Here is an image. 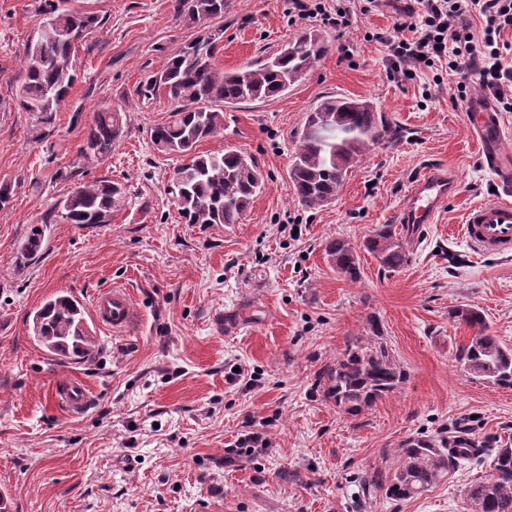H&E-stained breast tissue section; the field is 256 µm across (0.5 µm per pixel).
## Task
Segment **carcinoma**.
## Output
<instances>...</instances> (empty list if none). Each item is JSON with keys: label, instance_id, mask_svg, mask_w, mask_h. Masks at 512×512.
Returning a JSON list of instances; mask_svg holds the SVG:
<instances>
[{"label": "carcinoma", "instance_id": "cac0c4a2", "mask_svg": "<svg viewBox=\"0 0 512 512\" xmlns=\"http://www.w3.org/2000/svg\"><path fill=\"white\" fill-rule=\"evenodd\" d=\"M228 0H174L175 16L197 27L224 16ZM37 31L27 45L18 106L35 116L32 139L42 140L47 127L76 80L75 52L101 25L93 11L67 8L56 0L40 4ZM224 29L205 32L182 46L165 69L151 76L142 93L162 91L172 106L171 120L151 129L150 140L162 154H179L187 162L172 178L178 210L187 224L215 227L244 221L253 198L264 186L254 160L238 150L199 154L197 143L224 131V105L269 100L282 95L320 60L327 46L312 30L284 48L245 67L221 71L214 65ZM123 133L121 113H94L86 126L80 152L102 161L112 156ZM395 136L386 113L366 98L326 96L307 113L297 132L289 179L298 199L310 209L330 204L343 186L349 169L376 144ZM126 200L122 184L97 179L80 184L58 200L42 223L109 224ZM380 265L396 270L408 262L403 239L396 227L381 224L365 243ZM326 255L333 270L346 279L360 277V266L349 242L332 239ZM459 323L474 329L458 360L475 376L512 388V347L502 344L489 330L479 308L467 306L451 312ZM33 335L48 352L64 357H84L95 347L79 302L60 292L33 316ZM407 372L383 342L376 320L368 331L352 338L342 356L316 375V389L343 414L357 416L395 391ZM393 461L362 479L364 493L392 501L418 497L448 470L466 461L448 453V436L417 434L400 441L388 452ZM470 512H512V448L498 452L493 471L466 490Z\"/></svg>", "mask_w": 512, "mask_h": 512}]
</instances>
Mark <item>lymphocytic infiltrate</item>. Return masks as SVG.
<instances>
[{
  "mask_svg": "<svg viewBox=\"0 0 512 512\" xmlns=\"http://www.w3.org/2000/svg\"><path fill=\"white\" fill-rule=\"evenodd\" d=\"M415 19L398 23L397 34L376 33L388 50L393 77L447 61L459 77V92L479 87L500 110L512 112V66L506 64L512 43V0H416Z\"/></svg>",
  "mask_w": 512,
  "mask_h": 512,
  "instance_id": "lymphocytic-infiltrate-1",
  "label": "lymphocytic infiltrate"
}]
</instances>
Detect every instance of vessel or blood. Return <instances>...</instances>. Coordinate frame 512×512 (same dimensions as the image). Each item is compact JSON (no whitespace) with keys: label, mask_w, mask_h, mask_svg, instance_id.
Returning a JSON list of instances; mask_svg holds the SVG:
<instances>
[{"label":"vessel or blood","mask_w":512,"mask_h":512,"mask_svg":"<svg viewBox=\"0 0 512 512\" xmlns=\"http://www.w3.org/2000/svg\"><path fill=\"white\" fill-rule=\"evenodd\" d=\"M471 121L482 141L491 146L488 160L503 189L511 191L512 162L493 148L501 136L497 118L478 107L472 111ZM453 188L452 181L438 172L432 171L417 177L400 210V224L417 229L433 223L436 213L444 206ZM463 234L479 252L512 251V202L501 199L471 206L465 215ZM92 308L107 330L123 332L134 322L135 307L130 291L125 286L118 284L99 290L93 298ZM55 399L67 412L75 415L84 410L88 391L83 383L67 380L56 387Z\"/></svg>","instance_id":"1"}]
</instances>
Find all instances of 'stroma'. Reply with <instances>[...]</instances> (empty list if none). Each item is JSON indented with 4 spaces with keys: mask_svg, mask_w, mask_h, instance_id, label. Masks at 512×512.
Wrapping results in <instances>:
<instances>
[{
    "mask_svg": "<svg viewBox=\"0 0 512 512\" xmlns=\"http://www.w3.org/2000/svg\"><path fill=\"white\" fill-rule=\"evenodd\" d=\"M41 0H0V494L10 512H469L465 489L512 448V389L471 375L458 361L472 336L451 318L473 305L512 346V252L481 254L463 237L468 209L494 199L498 176L469 123L456 76L425 72L397 81L387 48L414 0H351L339 29L289 14V0H229L214 64L230 71L319 30L327 53L288 91L224 108L222 134L197 152L237 149L265 178L240 224L184 223L170 179L183 157L157 152L150 130L167 123L164 93L141 96L196 31L176 19L173 0H76L104 20L80 45L76 81L48 140H33L34 115L14 103ZM352 54L343 57L342 46ZM375 101L397 136L372 147L333 203L311 210L288 176L294 136L328 95ZM121 110L124 134L111 157L79 152L94 112ZM434 169L454 190L432 224L409 238V260L391 271L363 247L392 224L415 178ZM108 178L128 200L111 223L42 224L71 187ZM43 243L20 253L34 225ZM348 240L360 277L336 274L325 249ZM129 287L136 321L122 335L93 328L94 353L59 359L32 332L41 305L64 290L90 308L98 290ZM377 318L408 378L359 416L342 415L314 386L324 365ZM245 366L252 384L230 383ZM65 379L86 384L78 415L54 397ZM270 446L240 464L224 450L244 433ZM463 435L482 456L424 494L393 503L364 497L361 478L416 434Z\"/></svg>",
    "mask_w": 512,
    "mask_h": 512,
    "instance_id": "stroma-1",
    "label": "stroma"
}]
</instances>
